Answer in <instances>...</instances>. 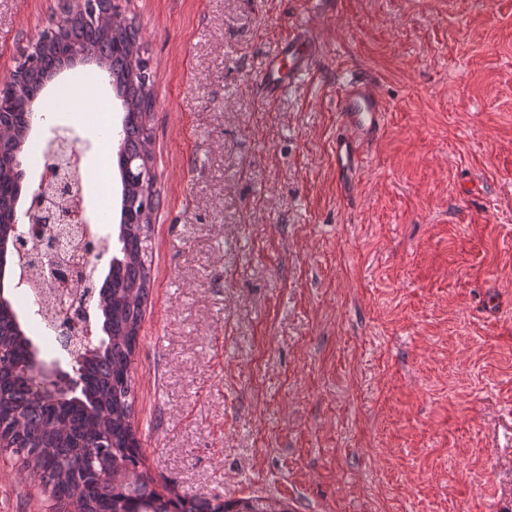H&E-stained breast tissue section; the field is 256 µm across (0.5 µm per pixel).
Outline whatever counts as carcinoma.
Returning <instances> with one entry per match:
<instances>
[{"label": "carcinoma", "mask_w": 512, "mask_h": 512, "mask_svg": "<svg viewBox=\"0 0 512 512\" xmlns=\"http://www.w3.org/2000/svg\"><path fill=\"white\" fill-rule=\"evenodd\" d=\"M112 0L67 6L60 20L22 54L11 81L0 88V240L16 233V205L24 174L13 166L31 131L32 104L80 46L104 62L125 106L117 154L122 196L118 241L102 283L94 287L102 336L75 362L78 385H44L46 361L22 328L9 298L0 304V438L33 479L49 489L61 512H288L268 497L185 499L155 488L144 469L134 428L133 361L150 290L146 264L151 218L158 205L151 173V108L144 64L131 23L108 29L102 14Z\"/></svg>", "instance_id": "cac0c4a2"}]
</instances>
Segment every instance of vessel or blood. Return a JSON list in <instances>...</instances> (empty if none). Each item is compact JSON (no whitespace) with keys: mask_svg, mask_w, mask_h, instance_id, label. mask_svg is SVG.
Returning a JSON list of instances; mask_svg holds the SVG:
<instances>
[{"mask_svg":"<svg viewBox=\"0 0 512 512\" xmlns=\"http://www.w3.org/2000/svg\"><path fill=\"white\" fill-rule=\"evenodd\" d=\"M309 38L289 35L272 53L260 77L262 96L269 101L285 94L311 71ZM340 132L333 144L336 172L342 185H351L365 163V149L383 132L387 107L368 80L350 77L336 97Z\"/></svg>","mask_w":512,"mask_h":512,"instance_id":"vessel-or-blood-1","label":"vessel or blood"}]
</instances>
